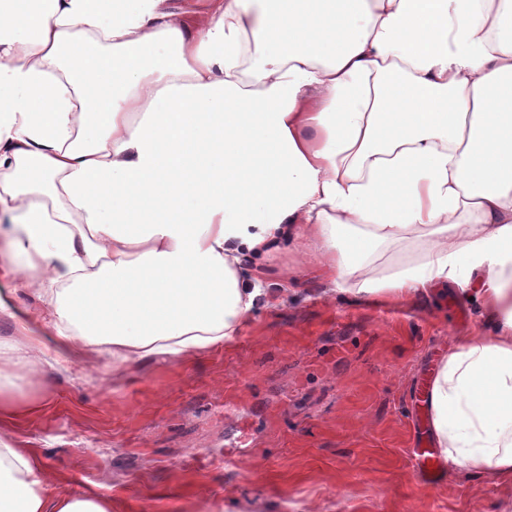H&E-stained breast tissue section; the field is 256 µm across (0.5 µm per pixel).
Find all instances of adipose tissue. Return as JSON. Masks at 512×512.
I'll return each instance as SVG.
<instances>
[{
    "mask_svg": "<svg viewBox=\"0 0 512 512\" xmlns=\"http://www.w3.org/2000/svg\"><path fill=\"white\" fill-rule=\"evenodd\" d=\"M166 2L0 0V257L40 302L0 342V512H112L15 447V367L231 345L289 247L335 292L471 298L432 432L512 478V0H204L200 29ZM423 251V246L419 243L414 244L411 249L405 251L397 245L384 247L382 252L383 257L376 262L368 265L365 272L368 274H387L396 266L408 263L420 257Z\"/></svg>",
    "mask_w": 512,
    "mask_h": 512,
    "instance_id": "adipose-tissue-1",
    "label": "adipose tissue"
}]
</instances>
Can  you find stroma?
I'll use <instances>...</instances> for the list:
<instances>
[{"mask_svg": "<svg viewBox=\"0 0 512 512\" xmlns=\"http://www.w3.org/2000/svg\"><path fill=\"white\" fill-rule=\"evenodd\" d=\"M277 299L232 348L127 368L19 374L40 403L12 431L60 491L115 512H512V482L412 457L414 400L450 341L484 331L455 287L331 296L310 259L271 261Z\"/></svg>", "mask_w": 512, "mask_h": 512, "instance_id": "stroma-1", "label": "stroma"}]
</instances>
